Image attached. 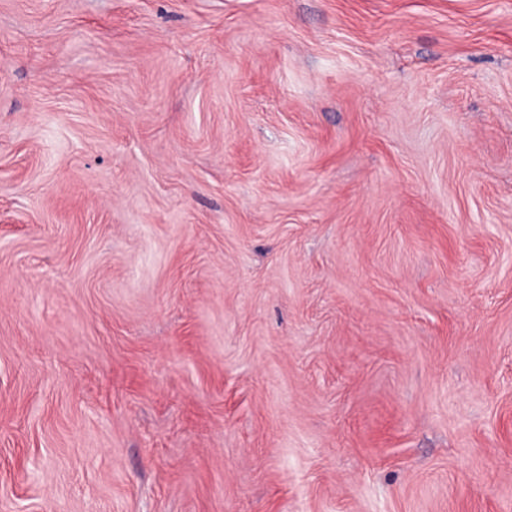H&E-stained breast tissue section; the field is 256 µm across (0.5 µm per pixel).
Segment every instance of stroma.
<instances>
[{"label": "stroma", "instance_id": "stroma-1", "mask_svg": "<svg viewBox=\"0 0 512 512\" xmlns=\"http://www.w3.org/2000/svg\"><path fill=\"white\" fill-rule=\"evenodd\" d=\"M0 512H512V0H0Z\"/></svg>", "mask_w": 512, "mask_h": 512}]
</instances>
